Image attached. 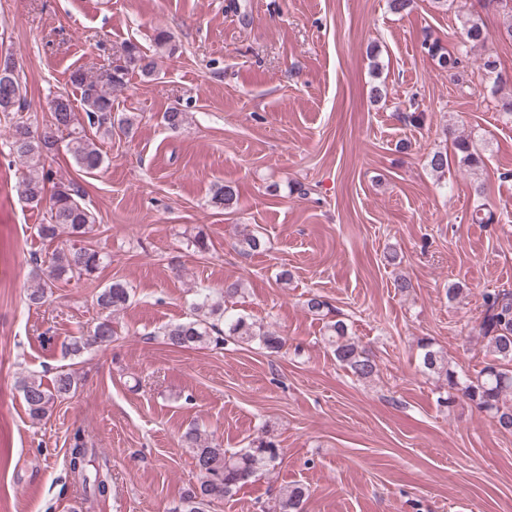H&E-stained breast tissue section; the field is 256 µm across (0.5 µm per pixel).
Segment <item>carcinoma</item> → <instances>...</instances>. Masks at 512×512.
<instances>
[{
    "instance_id": "carcinoma-1",
    "label": "carcinoma",
    "mask_w": 512,
    "mask_h": 512,
    "mask_svg": "<svg viewBox=\"0 0 512 512\" xmlns=\"http://www.w3.org/2000/svg\"><path fill=\"white\" fill-rule=\"evenodd\" d=\"M487 40L484 24L468 17L462 24L460 40L455 46L450 48L441 40L427 35L421 42V48L440 69L448 72L450 79L458 82L468 49ZM479 70L489 82L490 94L502 114L512 119V77H505L497 57L492 54L482 58ZM131 71L145 79L157 74L154 57L134 43L127 45L124 63L112 67L104 87L89 79L80 69L71 71L69 81L81 90L86 119L79 118L70 97L61 94L51 101V121L43 132L33 133L30 126L20 120L12 127L10 149L28 168V174L18 185V195L31 207H49L48 220L37 225V235L49 242L56 241L63 233L70 238L68 243L57 244L48 256L32 259L33 286L29 289L28 300L33 305L46 302L57 283L88 279L105 263L106 254L91 243H83L98 223L97 215L82 203L79 186L55 177L46 162L59 150V142L64 140L66 152L78 172L93 175L103 166L105 155L96 138H110L117 129L127 134L133 127V119L114 112L112 106V88L124 85ZM24 106L25 86L17 63L10 55L0 57V112L8 115L22 111ZM446 136L451 140L453 152L433 153L428 161L432 171L442 174L453 162L470 170L481 167L482 155L470 139L454 135L449 128ZM211 201L218 208L230 209L237 205L238 192L231 185H220ZM130 301L131 289L120 281L101 288L95 296V305L102 317L88 334L72 339L66 350L72 355H79L93 347L110 344L116 335L112 313L126 308ZM306 307L309 313L326 319L324 341L352 375L366 380L378 372L373 354L348 335L346 324L335 318L334 308L323 296L311 295L306 300ZM192 310L188 320L163 328L161 336L166 344L174 348L205 347L218 345L228 336L238 343H257L273 352L285 346L284 337L243 316L226 315L224 305L207 294L193 304ZM217 315L224 317L222 329L211 321ZM478 334L486 341V354L483 366L475 375H460L449 364L447 356L434 348L427 338L418 341L422 372L436 377L446 387V403L452 404L462 398L476 411L491 414L499 428L512 432V293L493 290L483 295ZM18 384L28 415L40 421L53 412L59 400L76 391L78 379L73 373L63 371L50 386L35 375L22 377ZM182 442L190 450L199 483L194 491L183 497L174 512H205L211 503L232 495L236 488L273 465L281 454L278 445L266 435L233 453L203 437L196 427L184 432ZM94 452L95 449L87 446L83 431L75 429L67 448L69 471L83 490L104 499L111 492V484L108 474L88 470V462ZM305 498L306 488L299 485L287 487L276 499L275 512H303Z\"/></svg>"
}]
</instances>
